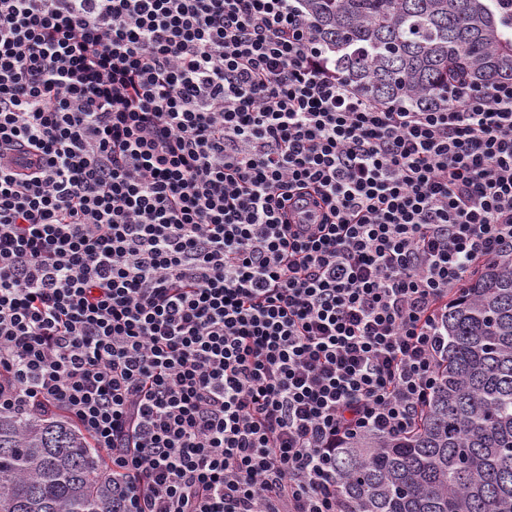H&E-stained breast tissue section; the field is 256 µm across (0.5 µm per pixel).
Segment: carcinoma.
I'll list each match as a JSON object with an SVG mask.
<instances>
[{
	"label": "carcinoma",
	"instance_id": "obj_1",
	"mask_svg": "<svg viewBox=\"0 0 512 512\" xmlns=\"http://www.w3.org/2000/svg\"><path fill=\"white\" fill-rule=\"evenodd\" d=\"M364 95L444 100L448 82L512 80V21L488 0H305ZM439 383L418 431L336 449L352 512H512V268L448 304ZM0 512H114L112 471L66 418L0 413Z\"/></svg>",
	"mask_w": 512,
	"mask_h": 512
}]
</instances>
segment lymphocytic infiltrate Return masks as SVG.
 I'll return each instance as SVG.
<instances>
[{
  "label": "lymphocytic infiltrate",
  "mask_w": 512,
  "mask_h": 512,
  "mask_svg": "<svg viewBox=\"0 0 512 512\" xmlns=\"http://www.w3.org/2000/svg\"><path fill=\"white\" fill-rule=\"evenodd\" d=\"M512 258V81L360 95L303 0H0V412L116 512H349L438 326Z\"/></svg>",
  "instance_id": "obj_1"
}]
</instances>
